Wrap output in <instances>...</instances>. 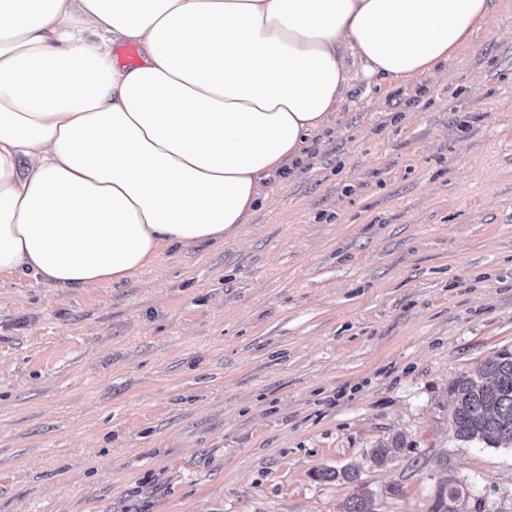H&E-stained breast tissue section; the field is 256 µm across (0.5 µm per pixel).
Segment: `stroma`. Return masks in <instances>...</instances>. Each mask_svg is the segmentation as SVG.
I'll return each instance as SVG.
<instances>
[{
  "mask_svg": "<svg viewBox=\"0 0 512 512\" xmlns=\"http://www.w3.org/2000/svg\"><path fill=\"white\" fill-rule=\"evenodd\" d=\"M441 73L357 78L217 246L118 285L0 278V512H375L465 485L512 512V448L448 388L512 351V0ZM398 440L394 460H371Z\"/></svg>",
  "mask_w": 512,
  "mask_h": 512,
  "instance_id": "1",
  "label": "stroma"
}]
</instances>
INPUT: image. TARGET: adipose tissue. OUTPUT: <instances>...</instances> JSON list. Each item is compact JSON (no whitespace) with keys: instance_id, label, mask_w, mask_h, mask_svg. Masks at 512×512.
<instances>
[{"instance_id":"ef3b65f1","label":"adipose tissue","mask_w":512,"mask_h":512,"mask_svg":"<svg viewBox=\"0 0 512 512\" xmlns=\"http://www.w3.org/2000/svg\"><path fill=\"white\" fill-rule=\"evenodd\" d=\"M494 0H0V274L119 284L237 236L366 74L439 73ZM143 53L112 61L116 45Z\"/></svg>"}]
</instances>
